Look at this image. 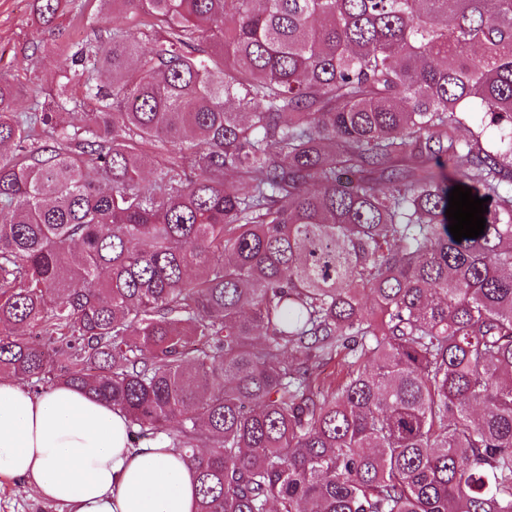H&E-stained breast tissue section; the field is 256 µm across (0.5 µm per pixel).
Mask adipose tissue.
Masks as SVG:
<instances>
[{
	"label": "adipose tissue",
	"mask_w": 512,
	"mask_h": 512,
	"mask_svg": "<svg viewBox=\"0 0 512 512\" xmlns=\"http://www.w3.org/2000/svg\"><path fill=\"white\" fill-rule=\"evenodd\" d=\"M123 410L57 386L35 394L0 378V474L67 512H194L196 478L179 451L130 447Z\"/></svg>",
	"instance_id": "adipose-tissue-1"
}]
</instances>
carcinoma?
I'll return each instance as SVG.
<instances>
[{
	"mask_svg": "<svg viewBox=\"0 0 512 512\" xmlns=\"http://www.w3.org/2000/svg\"><path fill=\"white\" fill-rule=\"evenodd\" d=\"M104 2L56 146L0 74V375L124 410L195 512H512V0Z\"/></svg>",
	"mask_w": 512,
	"mask_h": 512,
	"instance_id": "1",
	"label": "carcinoma"
}]
</instances>
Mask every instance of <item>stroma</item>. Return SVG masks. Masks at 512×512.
Wrapping results in <instances>:
<instances>
[{
	"label": "stroma",
	"mask_w": 512,
	"mask_h": 512,
	"mask_svg": "<svg viewBox=\"0 0 512 512\" xmlns=\"http://www.w3.org/2000/svg\"><path fill=\"white\" fill-rule=\"evenodd\" d=\"M36 0H0V72L23 89L18 110L32 97L48 100L61 72L69 66V46L93 35L102 14L100 0H70L52 28L33 21ZM0 512H65L61 505L43 500L34 491H21L11 478L0 476Z\"/></svg>",
	"instance_id": "1"
}]
</instances>
